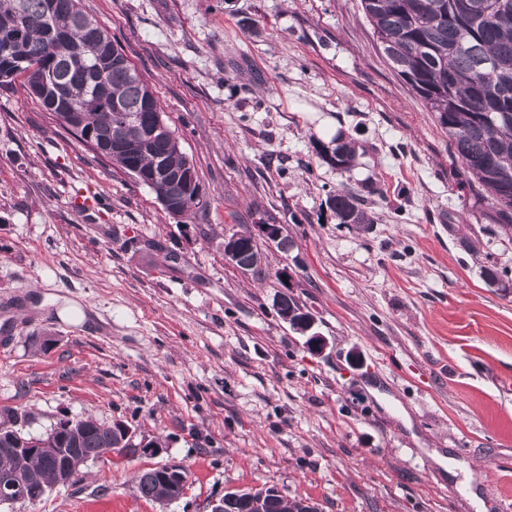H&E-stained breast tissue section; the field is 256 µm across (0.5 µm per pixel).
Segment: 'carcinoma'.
Returning <instances> with one entry per match:
<instances>
[{"label":"carcinoma","mask_w":512,"mask_h":512,"mask_svg":"<svg viewBox=\"0 0 512 512\" xmlns=\"http://www.w3.org/2000/svg\"><path fill=\"white\" fill-rule=\"evenodd\" d=\"M373 30V38L397 75L424 106L434 113L448 134L454 161L478 184L485 199L503 214L512 215V0H359ZM90 18L81 0H0V85H10L21 76L35 102L50 110L49 95L38 90L44 73L50 84L69 101L70 111L79 114L81 129L110 138L116 134L136 141L140 128L125 125L116 112L150 119L145 107L147 82L132 76L128 68L112 64L121 47L110 32L98 26L89 35L81 30ZM23 32L21 53L27 59L15 63L16 52L7 50L3 37ZM335 147L321 151L338 170L353 163L357 148L351 139L338 135ZM112 164L129 173L140 167L162 163L176 172L194 162L181 149L175 131L160 133L144 150L110 157ZM155 196H185L186 215L200 203L199 186L190 195L174 182L151 187ZM329 203L340 224H369L361 208V194L338 190ZM280 316H292L290 324L300 328L303 317L296 301L284 295L277 303ZM123 434L88 417L73 421V432L57 431L37 438L18 430L0 433V448H16L19 442L44 440L57 454L38 458L24 468L18 503L33 505L55 483L57 466L70 456L85 460L102 458L112 440ZM165 466L137 473L135 486L141 497L157 500L174 496L170 485H179L186 470L164 474ZM221 512H292L296 501L277 494L263 501H250L239 492H227Z\"/></svg>","instance_id":"cac0c4a2"}]
</instances>
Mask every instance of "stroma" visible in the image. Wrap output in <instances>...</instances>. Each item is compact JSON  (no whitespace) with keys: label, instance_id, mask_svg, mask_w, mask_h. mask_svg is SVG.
I'll return each instance as SVG.
<instances>
[{"label":"stroma","instance_id":"1","mask_svg":"<svg viewBox=\"0 0 512 512\" xmlns=\"http://www.w3.org/2000/svg\"><path fill=\"white\" fill-rule=\"evenodd\" d=\"M82 6L159 98L201 204L173 218L22 79L0 87V412L161 444L0 512H211L268 486L322 512H512V241L359 0ZM325 122L357 140L349 170L320 157ZM368 184L370 223H338L330 196ZM255 224L289 246L259 239L244 273L224 239ZM169 463L184 494L140 497L135 474Z\"/></svg>","mask_w":512,"mask_h":512}]
</instances>
